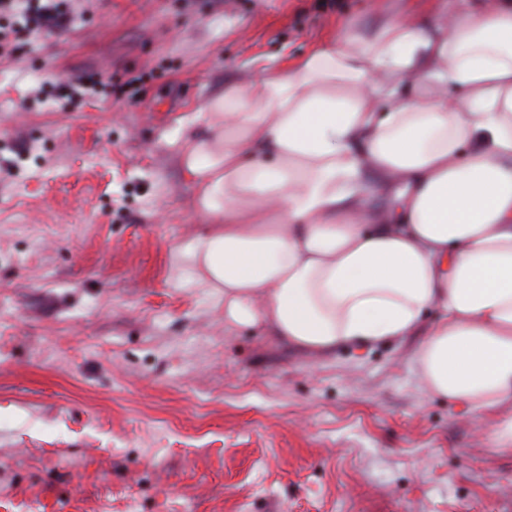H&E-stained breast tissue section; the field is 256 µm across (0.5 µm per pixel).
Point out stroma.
Segmentation results:
<instances>
[{
    "mask_svg": "<svg viewBox=\"0 0 512 512\" xmlns=\"http://www.w3.org/2000/svg\"><path fill=\"white\" fill-rule=\"evenodd\" d=\"M0 57V512H512V458L418 341L313 355L224 326L185 129L393 0H67ZM139 97L71 107L87 71Z\"/></svg>",
    "mask_w": 512,
    "mask_h": 512,
    "instance_id": "1",
    "label": "stroma"
}]
</instances>
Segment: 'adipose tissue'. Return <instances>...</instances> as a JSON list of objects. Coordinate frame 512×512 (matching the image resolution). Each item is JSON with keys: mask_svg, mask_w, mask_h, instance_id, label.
Wrapping results in <instances>:
<instances>
[{"mask_svg": "<svg viewBox=\"0 0 512 512\" xmlns=\"http://www.w3.org/2000/svg\"><path fill=\"white\" fill-rule=\"evenodd\" d=\"M396 2L201 109L189 255L225 326L316 354L420 337L427 391L512 455V0Z\"/></svg>", "mask_w": 512, "mask_h": 512, "instance_id": "adipose-tissue-1", "label": "adipose tissue"}]
</instances>
